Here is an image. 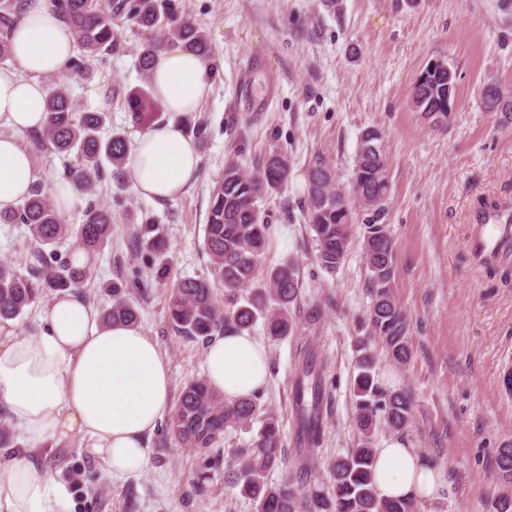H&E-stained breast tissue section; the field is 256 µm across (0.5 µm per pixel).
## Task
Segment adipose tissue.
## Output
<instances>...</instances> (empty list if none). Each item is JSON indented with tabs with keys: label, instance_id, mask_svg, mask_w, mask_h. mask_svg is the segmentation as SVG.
Wrapping results in <instances>:
<instances>
[{
	"label": "adipose tissue",
	"instance_id": "obj_1",
	"mask_svg": "<svg viewBox=\"0 0 512 512\" xmlns=\"http://www.w3.org/2000/svg\"><path fill=\"white\" fill-rule=\"evenodd\" d=\"M16 69L0 70V210L28 196L38 179L23 134L47 121L48 87L76 51L77 36L52 0H24L11 32ZM152 93L171 121L136 134L129 159L143 197L182 195L201 157L177 116L196 111L209 89L210 61L175 46L162 50L150 72ZM28 338L0 340V405L24 440L0 472V512H61L64 493L32 458L48 444L79 437L108 476L120 480L147 469V443L171 399L168 362L136 325L109 323L81 296L56 297L39 313ZM210 385L225 399L248 398L269 381L268 352L246 332L213 337L206 352ZM374 488L385 499L433 504L455 498L450 475L397 439L376 451Z\"/></svg>",
	"mask_w": 512,
	"mask_h": 512
}]
</instances>
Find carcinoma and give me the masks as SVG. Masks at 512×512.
I'll return each mask as SVG.
<instances>
[{
    "label": "carcinoma",
    "mask_w": 512,
    "mask_h": 512,
    "mask_svg": "<svg viewBox=\"0 0 512 512\" xmlns=\"http://www.w3.org/2000/svg\"><path fill=\"white\" fill-rule=\"evenodd\" d=\"M55 8L77 34L82 54L70 60L69 76L89 81L95 75L93 62H105L122 47L114 28V17L126 12L143 38L137 64L148 73L155 56L167 46H182L208 57L205 32L180 17L173 0H116L102 6L96 0H54ZM21 14L19 0H0V61L12 58L11 30ZM456 70L425 67L412 85L413 108L431 122L448 119L456 98ZM491 109L512 112V101L495 82L482 88ZM135 124L147 126L155 114L151 98L144 92L126 97ZM48 122L31 132L33 144L59 155L74 154L78 167L65 178L85 191L94 182L123 178L128 147L119 135L103 137L109 112L91 111L73 97L68 87L54 83L46 99ZM382 131L366 130L356 152L349 188L336 192L335 174L327 166L315 165L308 176L307 215L317 247V260L328 272L336 271L350 248L353 206L359 197L387 199L391 190L388 159ZM107 160L108 170L102 165ZM288 157L271 151L262 167L246 174L234 164L224 168L223 178L212 189L206 214L204 247L214 272V281L183 278L171 289L168 320L174 332L189 340L209 341L226 332L250 331L263 319L273 337L293 333L291 307L300 294L297 263L292 260L274 267L262 265L261 257L269 236L258 202L279 190L288 177ZM0 224H24L29 231L31 261L26 273L9 262H0V319L17 317L43 296L75 287L90 272L76 267L56 254L63 239H74L87 254H97L112 237V211L93 201L84 208L80 224H64L59 210L37 182L22 203L0 211ZM363 249L371 273L372 305L367 326L370 336L397 363L410 357L407 316L394 293V242L387 224H364ZM263 283V291L245 296L242 288ZM224 287V306L216 298L217 286ZM138 310L123 297L122 286H112V305L103 313L107 322H138ZM376 357L360 349L359 373L354 381L357 424L362 435L360 447L351 449L329 465L332 489L327 492L302 480L274 483L269 474L288 463L279 418L264 408L261 396L227 401L205 379L185 384L169 416L167 429L187 448L211 450L221 455L219 444L230 427L260 422L248 448H234L224 458V482L239 489L256 512H414V504L385 501L372 487L373 441L377 429L405 430L412 418L408 393L392 390L379 382ZM325 368L314 346L297 349L292 392V414L296 424L295 465L308 475L324 443L322 404ZM497 467L503 477L512 478V445L499 449Z\"/></svg>",
    "instance_id": "obj_1"
}]
</instances>
